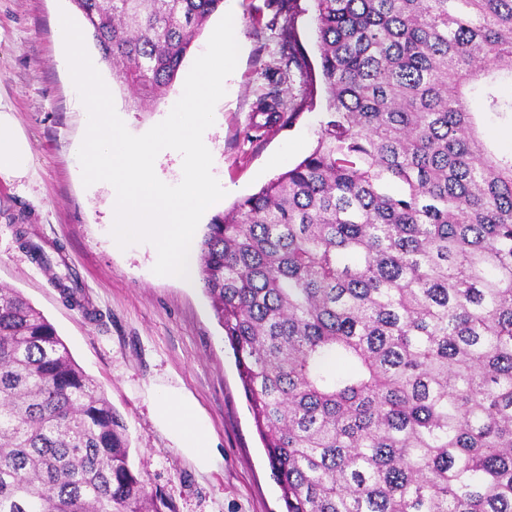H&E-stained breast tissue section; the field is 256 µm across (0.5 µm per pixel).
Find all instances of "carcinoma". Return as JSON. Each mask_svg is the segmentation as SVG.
<instances>
[{"label": "carcinoma", "instance_id": "1", "mask_svg": "<svg viewBox=\"0 0 512 512\" xmlns=\"http://www.w3.org/2000/svg\"><path fill=\"white\" fill-rule=\"evenodd\" d=\"M327 116L198 273L286 512H512V0H311ZM166 93L224 0H73ZM280 100H259L266 124ZM43 264L41 246L17 232ZM55 327L0 287V512H175ZM484 138L499 151L512 153V125L510 119H501L493 114H485L482 122Z\"/></svg>", "mask_w": 512, "mask_h": 512}]
</instances>
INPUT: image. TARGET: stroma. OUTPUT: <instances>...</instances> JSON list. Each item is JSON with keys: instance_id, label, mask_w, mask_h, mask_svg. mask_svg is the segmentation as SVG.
Instances as JSON below:
<instances>
[{"instance_id": "35a3bbf8", "label": "stroma", "mask_w": 512, "mask_h": 512, "mask_svg": "<svg viewBox=\"0 0 512 512\" xmlns=\"http://www.w3.org/2000/svg\"><path fill=\"white\" fill-rule=\"evenodd\" d=\"M300 6L288 32L282 0H224L193 40L195 56L224 14L232 13L240 54L208 133L226 195L203 214L202 224L275 178L276 170L267 166L271 155L287 150L292 166L316 144L326 112L321 89L292 119L280 120L261 136L250 133L261 95L298 102L303 80L320 72L310 0H300ZM63 12L86 33V49L130 133L143 134L159 122L187 75L179 70L165 96L140 99L101 59L89 37L91 27L72 0H0V106L32 155L26 175L0 177V285L21 292L56 327L75 361L121 415L130 464L147 488L161 489L177 512H283L233 351L200 281L155 274L156 256L148 246L113 248L112 191L82 182L74 147L85 133L84 116L58 62L55 26ZM292 41L306 50L305 68H292L291 82H269L267 69L284 64ZM22 228L52 258L51 267L22 248L17 236ZM65 275L81 288L83 307L70 306L57 288L56 277ZM167 389L188 399L204 419L217 459L211 470L184 456L157 423L154 396Z\"/></svg>"}]
</instances>
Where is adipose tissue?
I'll return each instance as SVG.
<instances>
[{
  "mask_svg": "<svg viewBox=\"0 0 512 512\" xmlns=\"http://www.w3.org/2000/svg\"><path fill=\"white\" fill-rule=\"evenodd\" d=\"M31 152L8 114L0 113V175L18 176L27 171ZM157 422L178 442L182 453L199 468L214 465L204 420L182 396L173 391L158 395L154 402Z\"/></svg>",
  "mask_w": 512,
  "mask_h": 512,
  "instance_id": "adipose-tissue-1",
  "label": "adipose tissue"
}]
</instances>
